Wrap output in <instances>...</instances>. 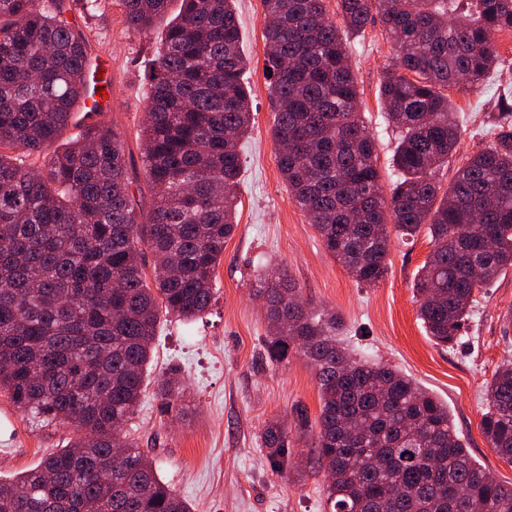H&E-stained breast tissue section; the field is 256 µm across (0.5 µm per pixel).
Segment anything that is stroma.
Instances as JSON below:
<instances>
[{"label": "stroma", "mask_w": 512, "mask_h": 512, "mask_svg": "<svg viewBox=\"0 0 512 512\" xmlns=\"http://www.w3.org/2000/svg\"><path fill=\"white\" fill-rule=\"evenodd\" d=\"M244 81L251 93L253 130L242 142L237 227L224 245L217 292L202 317L187 321L162 314L148 367V387L125 429L153 459L159 477L191 503L194 512H328L323 470L311 463L310 435L320 414L315 370L300 355L274 365L266 360L265 304L252 287L284 268L302 296L338 311L339 338L353 355L391 365L447 404L474 462L503 484L512 464L490 448L481 430L486 385L504 360L512 359V268L476 295L474 312L457 341L441 346L418 317L414 278L433 246L426 232L393 239L389 273L376 286L359 285L324 250L308 216L292 202L278 168L271 138L274 109L264 73L262 0H236ZM93 49L112 65L108 120L121 133L134 178H142L140 129L150 93L149 71L165 21L148 34L128 30L115 3L84 18ZM360 109L373 135L384 190L400 179L393 164L398 134L380 105L379 87L395 49L381 22L362 37H348ZM499 62L477 90L452 87L448 96L461 117L456 151L436 173L448 187L467 158L489 147L487 116L498 111L501 92L512 87V32L496 36ZM178 376L185 385L184 417H174L155 393L157 379ZM284 423L290 463L274 472L261 434L272 420ZM75 436L70 427L34 424L0 392V478L14 479Z\"/></svg>", "instance_id": "1"}]
</instances>
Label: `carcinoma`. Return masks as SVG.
I'll list each match as a JSON object with an SVG mask.
<instances>
[{
    "mask_svg": "<svg viewBox=\"0 0 512 512\" xmlns=\"http://www.w3.org/2000/svg\"><path fill=\"white\" fill-rule=\"evenodd\" d=\"M170 2L119 0L137 32ZM180 2L141 128L146 211L114 125L101 119L58 144L88 91V39L64 16L65 0H0V148L15 151H0V391L32 419L77 432L35 469L0 478V512H193L123 426L142 401L160 312L192 319L212 305L237 226L251 110L236 0ZM336 2L341 28L325 0H262L278 168L324 250L361 285L388 274L391 235L410 240L427 228L433 250L413 288L428 335L446 346L475 291L512 267V104L489 115L493 144L446 191L434 178L460 136L447 90L490 76L495 35L512 31V0ZM376 17L397 41L396 68L379 88L401 133V179L388 196L343 38ZM253 293L267 306L266 357L282 363L295 351L315 368L313 462L329 473L330 512H512V485L474 463L448 406L392 367L353 356L336 340V310L303 300L284 273ZM156 393L184 415L179 379H161ZM486 400L482 432L512 463V361L495 371ZM261 439L282 471L281 423Z\"/></svg>",
    "mask_w": 512,
    "mask_h": 512,
    "instance_id": "obj_1",
    "label": "carcinoma"
}]
</instances>
